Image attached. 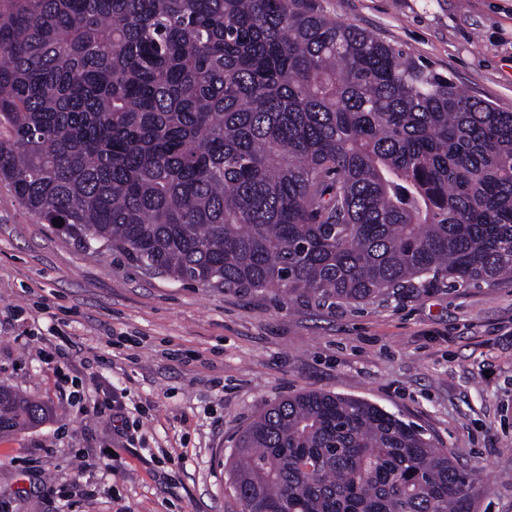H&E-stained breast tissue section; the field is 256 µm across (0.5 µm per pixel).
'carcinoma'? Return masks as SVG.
Instances as JSON below:
<instances>
[{
	"instance_id": "obj_1",
	"label": "carcinoma",
	"mask_w": 512,
	"mask_h": 512,
	"mask_svg": "<svg viewBox=\"0 0 512 512\" xmlns=\"http://www.w3.org/2000/svg\"><path fill=\"white\" fill-rule=\"evenodd\" d=\"M0 180L75 241L203 288L362 302L512 277V112L315 0H0ZM51 412L0 386V435ZM241 512H474L365 400L271 404Z\"/></svg>"
}]
</instances>
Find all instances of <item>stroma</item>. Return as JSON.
<instances>
[{
	"label": "stroma",
	"instance_id": "obj_1",
	"mask_svg": "<svg viewBox=\"0 0 512 512\" xmlns=\"http://www.w3.org/2000/svg\"><path fill=\"white\" fill-rule=\"evenodd\" d=\"M316 2L512 112V0ZM0 385L52 411L0 438V512H239V434L310 389L420 428L473 471L476 512H512L510 280L320 305L149 278L48 231L0 181ZM116 387L129 436L93 409Z\"/></svg>",
	"mask_w": 512,
	"mask_h": 512
}]
</instances>
